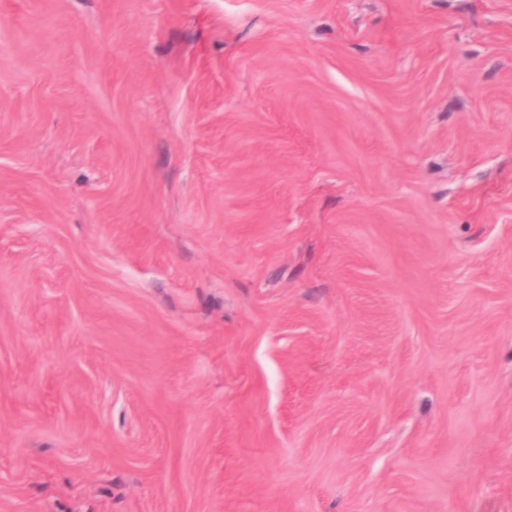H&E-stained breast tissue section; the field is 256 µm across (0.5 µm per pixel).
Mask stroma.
Returning <instances> with one entry per match:
<instances>
[{
  "instance_id": "obj_1",
  "label": "stroma",
  "mask_w": 512,
  "mask_h": 512,
  "mask_svg": "<svg viewBox=\"0 0 512 512\" xmlns=\"http://www.w3.org/2000/svg\"><path fill=\"white\" fill-rule=\"evenodd\" d=\"M0 512H512V0H0Z\"/></svg>"
}]
</instances>
